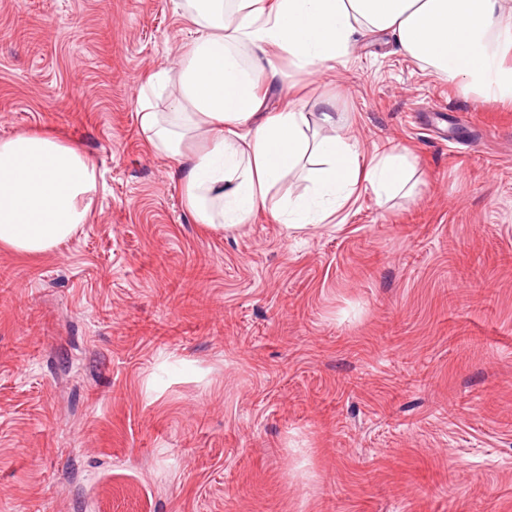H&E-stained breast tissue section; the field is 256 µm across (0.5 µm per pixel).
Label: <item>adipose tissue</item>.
Masks as SVG:
<instances>
[{
  "label": "adipose tissue",
  "instance_id": "adipose-tissue-1",
  "mask_svg": "<svg viewBox=\"0 0 512 512\" xmlns=\"http://www.w3.org/2000/svg\"><path fill=\"white\" fill-rule=\"evenodd\" d=\"M196 36L178 62L169 111L151 96L167 72L137 94L149 146L182 173L185 208L212 233L257 215L286 228L321 224L358 188L378 203L411 195L416 167L390 149L361 163L332 100L314 114L271 97L278 61L323 76L373 34L393 36L403 55L489 105L512 102V0H172ZM327 127L318 135L316 126ZM300 174L302 193L278 188ZM97 168L76 146L44 133L0 139V249L51 253L86 224L98 194Z\"/></svg>",
  "mask_w": 512,
  "mask_h": 512
}]
</instances>
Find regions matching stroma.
Masks as SVG:
<instances>
[{"label": "stroma", "instance_id": "obj_1", "mask_svg": "<svg viewBox=\"0 0 512 512\" xmlns=\"http://www.w3.org/2000/svg\"><path fill=\"white\" fill-rule=\"evenodd\" d=\"M194 28L171 0H0V138L97 166L89 224L0 251V512H512V104L371 37L282 101H336L361 190L329 224L206 233L137 90Z\"/></svg>", "mask_w": 512, "mask_h": 512}]
</instances>
